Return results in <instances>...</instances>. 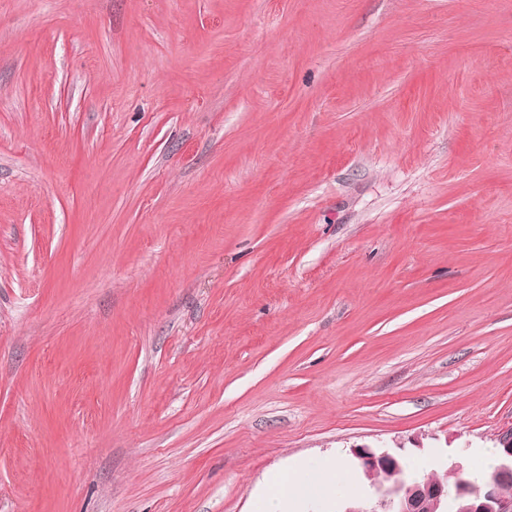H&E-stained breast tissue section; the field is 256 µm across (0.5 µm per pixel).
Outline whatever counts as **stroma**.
I'll use <instances>...</instances> for the list:
<instances>
[{"instance_id": "stroma-1", "label": "stroma", "mask_w": 512, "mask_h": 512, "mask_svg": "<svg viewBox=\"0 0 512 512\" xmlns=\"http://www.w3.org/2000/svg\"><path fill=\"white\" fill-rule=\"evenodd\" d=\"M511 425L512 0H0V512Z\"/></svg>"}]
</instances>
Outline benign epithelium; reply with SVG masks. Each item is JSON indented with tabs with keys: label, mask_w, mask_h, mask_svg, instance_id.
Instances as JSON below:
<instances>
[{
	"label": "benign epithelium",
	"mask_w": 512,
	"mask_h": 512,
	"mask_svg": "<svg viewBox=\"0 0 512 512\" xmlns=\"http://www.w3.org/2000/svg\"><path fill=\"white\" fill-rule=\"evenodd\" d=\"M499 466L484 485L472 490L462 479L464 469L453 465L435 473L425 482H409L402 477L400 456L371 446L352 450L357 467L369 482V496L345 512H422L429 505L448 503V494L460 501V512H512V495L503 493L512 481V427L498 432Z\"/></svg>",
	"instance_id": "1"
}]
</instances>
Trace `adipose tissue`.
I'll return each instance as SVG.
<instances>
[{
  "label": "adipose tissue",
  "mask_w": 512,
  "mask_h": 512,
  "mask_svg": "<svg viewBox=\"0 0 512 512\" xmlns=\"http://www.w3.org/2000/svg\"><path fill=\"white\" fill-rule=\"evenodd\" d=\"M351 485L348 471L337 461L314 475L299 468L283 469L273 475L269 491L257 508L259 512H296L305 501Z\"/></svg>",
  "instance_id": "ef3b65f1"
}]
</instances>
